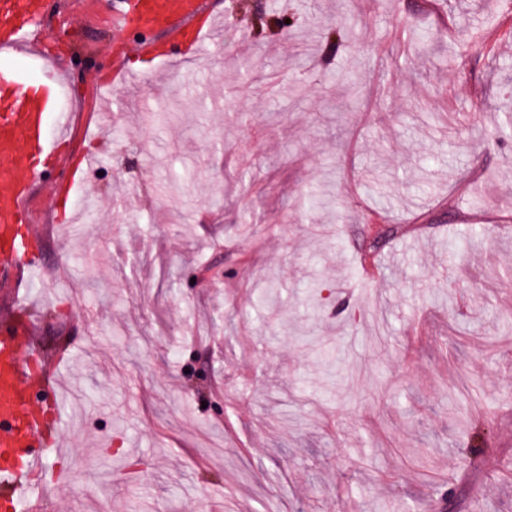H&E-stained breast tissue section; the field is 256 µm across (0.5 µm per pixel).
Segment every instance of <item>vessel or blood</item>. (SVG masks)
<instances>
[{"label":"vessel or blood","mask_w":512,"mask_h":512,"mask_svg":"<svg viewBox=\"0 0 512 512\" xmlns=\"http://www.w3.org/2000/svg\"><path fill=\"white\" fill-rule=\"evenodd\" d=\"M48 0H0V286L16 289L12 314L0 317V512H40L42 494L35 476L55 448L61 421L63 354H43L22 285L42 264L31 256L39 237L30 204L63 164L56 141L65 137L71 113L62 111L65 83L37 51L39 21ZM207 0H112L116 31L136 29V46L149 50L152 36L179 38L185 31L203 41L196 27ZM34 65L46 78L23 77ZM55 135H48V123Z\"/></svg>","instance_id":"vessel-or-blood-1"}]
</instances>
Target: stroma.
I'll list each match as a JSON object with an SVG mask.
<instances>
[{"instance_id": "1", "label": "stroma", "mask_w": 512, "mask_h": 512, "mask_svg": "<svg viewBox=\"0 0 512 512\" xmlns=\"http://www.w3.org/2000/svg\"><path fill=\"white\" fill-rule=\"evenodd\" d=\"M211 5L117 95L110 0L41 19L98 158L36 193L43 512H512V0Z\"/></svg>"}]
</instances>
